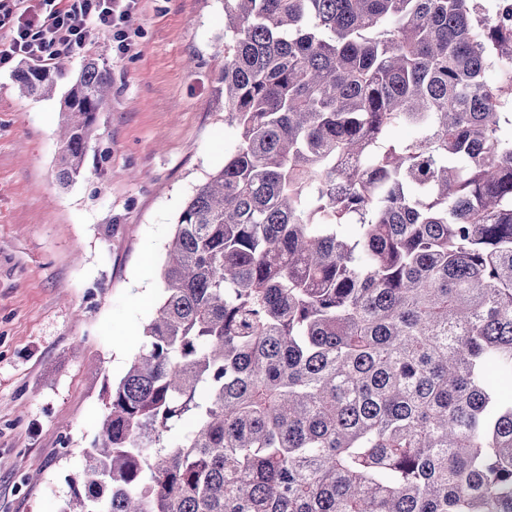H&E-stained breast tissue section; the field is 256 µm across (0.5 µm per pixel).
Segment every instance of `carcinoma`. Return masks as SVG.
Returning a JSON list of instances; mask_svg holds the SVG:
<instances>
[{
	"label": "carcinoma",
	"instance_id": "cac0c4a2",
	"mask_svg": "<svg viewBox=\"0 0 512 512\" xmlns=\"http://www.w3.org/2000/svg\"><path fill=\"white\" fill-rule=\"evenodd\" d=\"M224 20L238 141L179 215L62 512H512V0ZM111 93L85 59L61 183Z\"/></svg>",
	"mask_w": 512,
	"mask_h": 512
}]
</instances>
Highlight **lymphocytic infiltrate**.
I'll return each instance as SVG.
<instances>
[{
    "instance_id": "1",
    "label": "lymphocytic infiltrate",
    "mask_w": 512,
    "mask_h": 512,
    "mask_svg": "<svg viewBox=\"0 0 512 512\" xmlns=\"http://www.w3.org/2000/svg\"><path fill=\"white\" fill-rule=\"evenodd\" d=\"M139 0H0V29L11 32L0 47V68L16 59L47 62L63 53L83 49L94 35L109 36L117 52H128L126 30Z\"/></svg>"
}]
</instances>
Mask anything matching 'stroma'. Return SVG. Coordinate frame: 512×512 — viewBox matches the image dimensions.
Instances as JSON below:
<instances>
[{
  "label": "stroma",
  "mask_w": 512,
  "mask_h": 512,
  "mask_svg": "<svg viewBox=\"0 0 512 512\" xmlns=\"http://www.w3.org/2000/svg\"><path fill=\"white\" fill-rule=\"evenodd\" d=\"M128 32V53L100 35L71 54L49 98L0 68V512H61L104 388L142 349L179 215L238 139L218 81L224 0H140ZM91 55L112 93L63 185V97Z\"/></svg>",
  "instance_id": "35a3bbf8"
}]
</instances>
